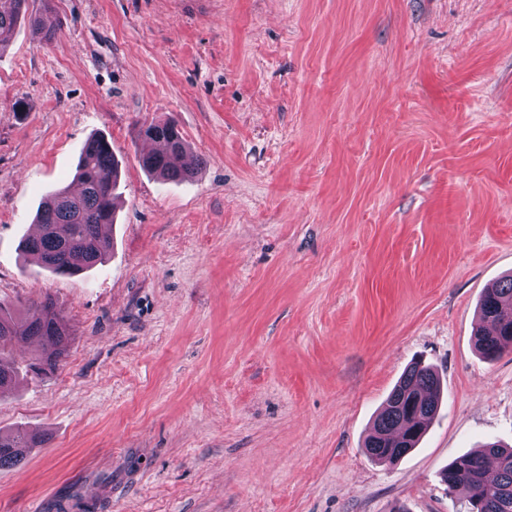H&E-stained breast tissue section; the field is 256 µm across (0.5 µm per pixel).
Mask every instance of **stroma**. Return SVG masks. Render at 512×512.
I'll list each match as a JSON object with an SVG mask.
<instances>
[{
	"label": "stroma",
	"instance_id": "obj_1",
	"mask_svg": "<svg viewBox=\"0 0 512 512\" xmlns=\"http://www.w3.org/2000/svg\"><path fill=\"white\" fill-rule=\"evenodd\" d=\"M0 54V302L52 301L51 375L0 392V512H465L440 470L512 446V350L473 347L512 273V0H32ZM204 165L162 182L138 123ZM119 163L104 263H26L94 136ZM444 403L364 451L408 364ZM40 442L33 432L26 429L0 433V468L18 464L24 458L27 448H34Z\"/></svg>",
	"mask_w": 512,
	"mask_h": 512
}]
</instances>
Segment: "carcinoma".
<instances>
[{"mask_svg": "<svg viewBox=\"0 0 512 512\" xmlns=\"http://www.w3.org/2000/svg\"><path fill=\"white\" fill-rule=\"evenodd\" d=\"M28 21L40 38L50 41L54 31L42 26L40 16L29 12V0H0V53L9 44L17 24ZM136 136L164 145L140 156L142 168L164 182L193 178L202 161L186 163L187 144L171 121L144 123ZM117 163L110 143L91 137L82 150L75 181L76 192L66 187L49 194L37 212L39 232L26 240L25 253L43 268L61 275L74 274L102 263L112 243L102 227L114 223ZM480 325L474 346L486 360L497 359L512 346V274L484 290L480 300ZM24 320L0 307V389L15 381L14 345L35 339L41 352L30 363L31 371L47 375L57 369L65 352L68 331L53 304L30 307ZM443 399L440 378L433 367L411 363L389 393L365 438L368 455L393 463L414 450L438 414ZM39 444L26 429L0 433V468L18 464L26 450ZM448 490H461L468 512H512V448L488 442L450 464L442 472Z\"/></svg>", "mask_w": 512, "mask_h": 512, "instance_id": "1", "label": "carcinoma"}]
</instances>
